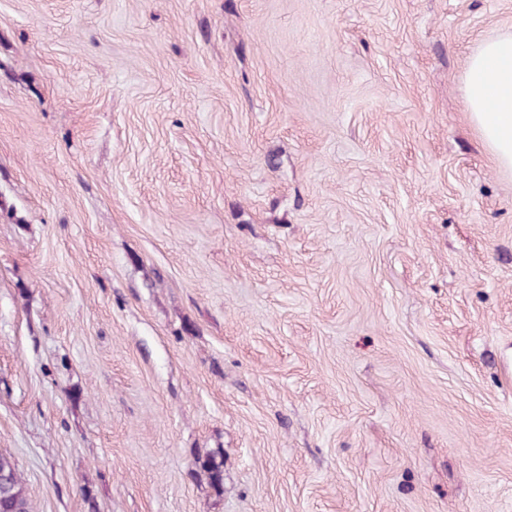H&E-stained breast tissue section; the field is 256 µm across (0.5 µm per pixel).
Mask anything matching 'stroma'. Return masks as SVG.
<instances>
[{
    "label": "stroma",
    "instance_id": "stroma-1",
    "mask_svg": "<svg viewBox=\"0 0 512 512\" xmlns=\"http://www.w3.org/2000/svg\"><path fill=\"white\" fill-rule=\"evenodd\" d=\"M506 31L512 0H0L34 512H512V170L462 91Z\"/></svg>",
    "mask_w": 512,
    "mask_h": 512
}]
</instances>
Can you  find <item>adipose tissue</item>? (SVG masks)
<instances>
[{"label": "adipose tissue", "instance_id": "adipose-tissue-1", "mask_svg": "<svg viewBox=\"0 0 512 512\" xmlns=\"http://www.w3.org/2000/svg\"><path fill=\"white\" fill-rule=\"evenodd\" d=\"M464 92L471 123L499 164L512 168V33L481 41L468 58Z\"/></svg>", "mask_w": 512, "mask_h": 512}]
</instances>
